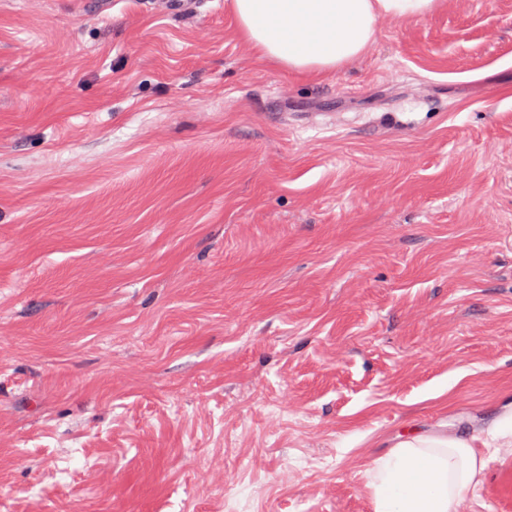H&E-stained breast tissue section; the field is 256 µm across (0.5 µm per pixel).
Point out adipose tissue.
Instances as JSON below:
<instances>
[{
	"label": "adipose tissue",
	"instance_id": "1",
	"mask_svg": "<svg viewBox=\"0 0 512 512\" xmlns=\"http://www.w3.org/2000/svg\"><path fill=\"white\" fill-rule=\"evenodd\" d=\"M438 0H233L241 35L259 56L316 77L361 55L381 18H422ZM512 447V403L477 433L413 434L365 471L374 512H460L485 467L483 452Z\"/></svg>",
	"mask_w": 512,
	"mask_h": 512
}]
</instances>
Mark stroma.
I'll return each instance as SVG.
<instances>
[{"instance_id":"obj_1","label":"stroma","mask_w":512,"mask_h":512,"mask_svg":"<svg viewBox=\"0 0 512 512\" xmlns=\"http://www.w3.org/2000/svg\"><path fill=\"white\" fill-rule=\"evenodd\" d=\"M506 396L512 0L316 79L232 0H0V512H372Z\"/></svg>"}]
</instances>
